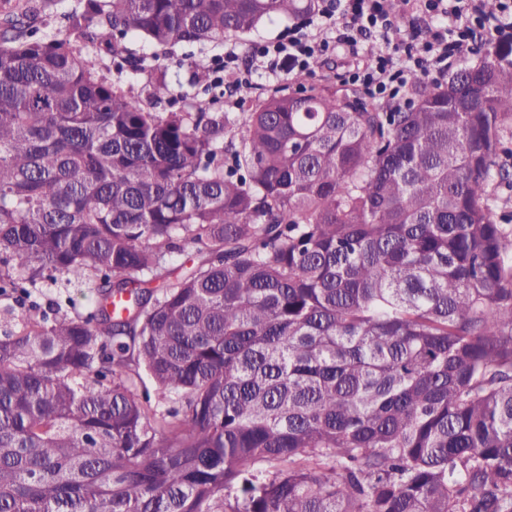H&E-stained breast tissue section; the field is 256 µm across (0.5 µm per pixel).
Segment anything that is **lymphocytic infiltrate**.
Masks as SVG:
<instances>
[{
    "instance_id": "f902f5d3",
    "label": "lymphocytic infiltrate",
    "mask_w": 512,
    "mask_h": 512,
    "mask_svg": "<svg viewBox=\"0 0 512 512\" xmlns=\"http://www.w3.org/2000/svg\"><path fill=\"white\" fill-rule=\"evenodd\" d=\"M372 38L384 49L364 56ZM510 38L512 0H500L495 15L481 0H320L314 20L255 44L251 57L272 77L307 70L322 57H351V84L397 112L411 105V73L447 76L457 54Z\"/></svg>"
}]
</instances>
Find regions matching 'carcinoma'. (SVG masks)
<instances>
[{
	"instance_id": "1",
	"label": "carcinoma",
	"mask_w": 512,
	"mask_h": 512,
	"mask_svg": "<svg viewBox=\"0 0 512 512\" xmlns=\"http://www.w3.org/2000/svg\"><path fill=\"white\" fill-rule=\"evenodd\" d=\"M318 7L82 0L78 41L0 13V512H512V42L406 112H154L175 87L114 41ZM61 293L63 297V301L65 300L66 296H71L75 301V310L72 309L70 306L66 305L64 306V310H68L69 312L73 311H79V312H86L88 308V290L87 288H81L79 286H74L73 284L69 286V288H43V293L45 296H38L37 300L45 304L47 301V297H55L58 293Z\"/></svg>"
}]
</instances>
